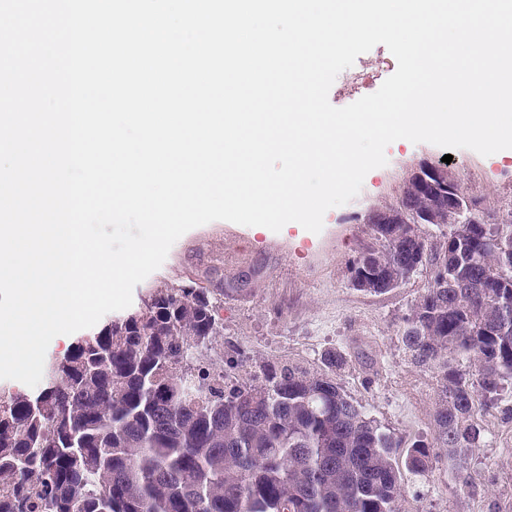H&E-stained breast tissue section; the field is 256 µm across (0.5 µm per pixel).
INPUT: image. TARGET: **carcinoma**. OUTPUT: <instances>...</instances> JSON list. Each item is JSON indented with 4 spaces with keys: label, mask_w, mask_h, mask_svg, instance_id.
Returning <instances> with one entry per match:
<instances>
[{
    "label": "carcinoma",
    "mask_w": 512,
    "mask_h": 512,
    "mask_svg": "<svg viewBox=\"0 0 512 512\" xmlns=\"http://www.w3.org/2000/svg\"><path fill=\"white\" fill-rule=\"evenodd\" d=\"M479 221L459 184L411 175L397 206L369 214L350 268L354 288L382 293L431 266L401 341L437 372L435 444L455 458L484 439L475 407L512 379V213ZM426 226L448 231L432 243ZM149 295L49 356L41 387L0 383V512H400V444L343 390L344 352L316 367L240 353L226 384L206 359L220 298L193 284ZM430 460L416 442L405 466Z\"/></svg>",
    "instance_id": "1"
}]
</instances>
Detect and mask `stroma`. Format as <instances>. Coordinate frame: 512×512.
Wrapping results in <instances>:
<instances>
[{"label": "stroma", "instance_id": "stroma-1", "mask_svg": "<svg viewBox=\"0 0 512 512\" xmlns=\"http://www.w3.org/2000/svg\"><path fill=\"white\" fill-rule=\"evenodd\" d=\"M389 55L379 44L357 57V65L373 77L364 92H376L389 77V69L380 66ZM361 93L337 80L329 101L344 107ZM385 153L386 165L366 175L360 193L325 213L320 233L300 226L259 231L228 221L199 226L175 242L133 296L191 278L223 289L224 333L237 337L242 351L255 359L285 356L314 365L324 351L343 350L349 363L339 382L400 440L397 461H404L415 441L433 446L426 473L400 472L402 512H512V419L502 414L512 406V381L505 383L498 408L473 413L486 436L480 447L460 459L448 457L433 445L436 373L412 363L399 336L405 314L428 286L429 270L381 294L358 291L349 282L350 260L371 241L368 214L396 206L415 168L427 160L441 162L447 154L429 143L391 144ZM449 154V169L479 217L500 223L512 212V155L493 161L469 149ZM460 469L471 473L468 485L457 480Z\"/></svg>", "mask_w": 512, "mask_h": 512}]
</instances>
